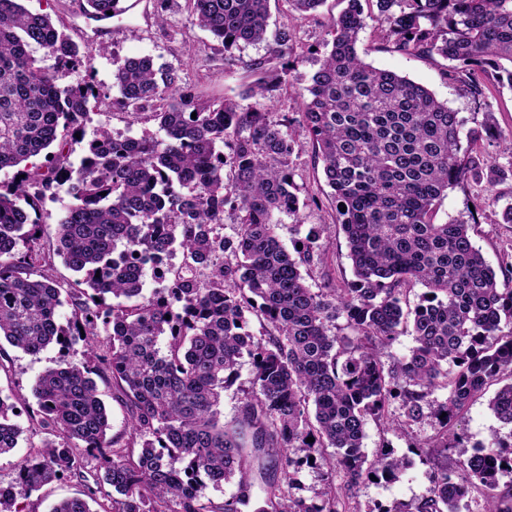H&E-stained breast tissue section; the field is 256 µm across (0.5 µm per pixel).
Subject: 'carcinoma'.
I'll return each mask as SVG.
<instances>
[{"instance_id": "carcinoma-1", "label": "carcinoma", "mask_w": 512, "mask_h": 512, "mask_svg": "<svg viewBox=\"0 0 512 512\" xmlns=\"http://www.w3.org/2000/svg\"><path fill=\"white\" fill-rule=\"evenodd\" d=\"M185 2L224 64L247 74L245 93L265 98L286 83L294 33L269 30V0ZM285 2L295 19L324 0ZM118 4L86 0L85 11L116 17ZM369 19L386 47L453 62L447 76L475 99L487 75L512 89V0H348L329 24L330 49L299 119L183 94L177 70L137 56L112 74L115 103L153 117L165 137L101 128L88 138L97 85L58 80L92 49L50 15L0 0V170L17 169L0 185V339L29 355L51 344L93 350L86 364L61 360L34 379V432L48 438L17 463L13 481L0 482V512H18L19 492H38L62 472L84 478L93 455L101 463L90 494L111 503L101 512H339L336 477L351 497L370 477L395 481L413 465L386 446L371 462L363 451L366 421L391 422L396 402L400 426L435 419L432 441L418 444L429 484L409 503L372 512H469L474 490L484 512H512V482L501 484L512 474V277H497L471 224L434 223L448 188L480 165L472 152L494 117L487 112L465 131L427 88L365 63L357 43ZM261 43L264 55H239ZM38 48L54 66L42 65ZM301 134L349 248L354 279L345 288L308 284L305 273L324 262L313 232L291 251L280 238L281 216L307 206L290 168ZM40 155L43 164L31 162ZM58 187L70 201L45 245L40 203ZM228 210L236 215L231 235ZM57 257L75 274L64 285L53 274ZM154 264L164 265L165 283L147 296ZM415 285L423 292L413 304ZM251 315L260 318L258 336ZM340 318L344 335L331 331ZM403 334L414 346L385 363L381 350ZM245 357L250 387L226 422L222 393ZM101 375L129 403L139 446L108 437L94 380ZM493 384L488 407L509 431L448 462V428ZM439 390L447 391L442 401ZM14 409L0 398V455L24 434ZM304 465L327 486L311 500L292 494ZM231 481L232 500L204 499L207 484ZM51 512L93 510L74 497Z\"/></svg>"}]
</instances>
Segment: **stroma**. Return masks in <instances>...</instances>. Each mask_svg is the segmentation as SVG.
<instances>
[{
	"instance_id": "obj_1",
	"label": "stroma",
	"mask_w": 512,
	"mask_h": 512,
	"mask_svg": "<svg viewBox=\"0 0 512 512\" xmlns=\"http://www.w3.org/2000/svg\"><path fill=\"white\" fill-rule=\"evenodd\" d=\"M81 0H22L23 7L32 13L49 14L81 46L104 44V51L94 54L89 66L66 71L60 79L68 85L82 81L87 74H94L104 97L90 112L87 132L105 127L123 134H159L157 121L146 118L129 121L118 106L113 105L112 73L125 58L148 55L156 64L175 68L182 78L186 91L202 99L231 98L244 106L253 105V98L244 94L247 80L241 68L224 64V56L216 48L211 35L192 24L186 9L169 14L167 25L155 24L153 11L155 0H140L138 7H131V0H121L126 13L116 17L117 27L112 33L103 34L96 21L85 16ZM345 7L344 0H325L316 16L289 20L285 0H270L271 28L285 22H293L303 57L292 64L287 79V93L275 96L274 109L296 114L302 106L303 89L318 69L325 52L328 23ZM375 21H368L360 34L358 51L373 66L406 76L431 90L448 107L458 112L465 128L477 127L486 113H493L497 127L502 132L512 131V89L495 83L489 84L481 100H474L461 86L447 79L448 61L426 60L389 51L375 34ZM477 152L485 163L473 170L463 183L449 188L435 216L436 223L459 218L473 221V241L496 274H504L505 266L512 262V224L504 223L502 212L512 205V154L502 140L483 139ZM294 180L300 198L315 197L316 205L301 209L298 217H283L281 237L283 242L315 232L321 245L326 246L327 260L323 267L313 271L312 285L330 283L344 287L353 278L352 262L348 256L345 238L336 223L335 204L326 186L320 164L315 159L309 139H299L292 156ZM89 356L85 344L79 343L67 352L58 346H50L40 354L31 356L13 347H6L5 357L0 360V395L17 402L21 426H28L31 416L37 415L38 405L30 392L35 377L54 367L59 359L75 364L84 363ZM500 423L489 410L486 398L474 399L455 430L463 434L459 447L461 454H471L474 447L487 443L492 430ZM363 441L367 456H374L379 448L389 447L397 455L413 456L415 440L433 435L431 421L415 425L407 431L398 426H384L368 421ZM428 485L426 466L416 463L398 481L388 484L367 482L348 501V512H373L377 504L394 501H410L420 496ZM82 482L64 473L42 490L28 496H18L17 507L24 512H50L59 500L79 495Z\"/></svg>"
}]
</instances>
